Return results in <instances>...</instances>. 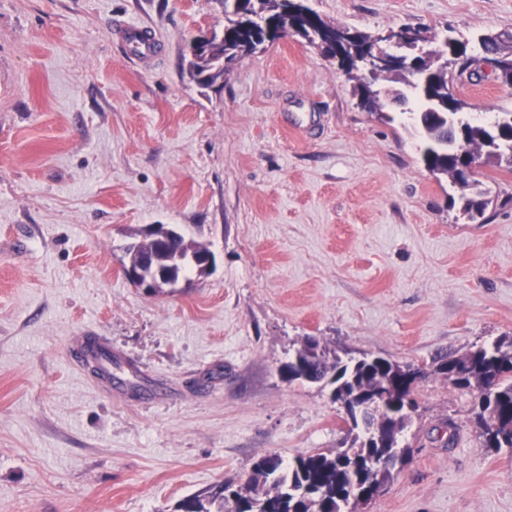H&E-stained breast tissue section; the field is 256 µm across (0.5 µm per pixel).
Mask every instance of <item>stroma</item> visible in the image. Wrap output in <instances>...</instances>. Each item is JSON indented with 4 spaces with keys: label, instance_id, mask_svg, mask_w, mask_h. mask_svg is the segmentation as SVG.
Returning a JSON list of instances; mask_svg holds the SVG:
<instances>
[{
    "label": "stroma",
    "instance_id": "obj_1",
    "mask_svg": "<svg viewBox=\"0 0 512 512\" xmlns=\"http://www.w3.org/2000/svg\"><path fill=\"white\" fill-rule=\"evenodd\" d=\"M307 4L372 36L512 40V0ZM223 30L224 0H0V512H178L263 454L349 447L329 389L280 374L305 337L429 366L512 336V167L478 160L493 201L468 221L402 105L362 108L298 35L192 81L191 40ZM469 80L470 115L512 111L489 65ZM151 224L211 272L134 288L124 251ZM89 337L111 381L70 359ZM414 397L413 452L361 512H512L474 392L432 375ZM123 35L132 44L135 53L140 57H146L152 52L153 43L151 34L146 27L126 25Z\"/></svg>",
    "mask_w": 512,
    "mask_h": 512
}]
</instances>
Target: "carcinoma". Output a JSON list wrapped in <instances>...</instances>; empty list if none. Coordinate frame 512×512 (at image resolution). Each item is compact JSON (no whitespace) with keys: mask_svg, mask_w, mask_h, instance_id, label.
Instances as JSON below:
<instances>
[{"mask_svg":"<svg viewBox=\"0 0 512 512\" xmlns=\"http://www.w3.org/2000/svg\"><path fill=\"white\" fill-rule=\"evenodd\" d=\"M291 0H235L232 16L224 22L223 36L215 37L209 53L188 61L191 78L205 85L224 75V62L254 54V48L272 42L292 29L288 8ZM307 17L299 18L300 37L321 52L338 60L344 73L358 81L360 103L370 112L382 111L383 91L377 81L392 75L408 87L403 99H417L418 122L426 139L422 159L429 171L449 176L461 189V211L470 220L484 217L490 203L487 190L469 192L472 182L462 175V155L485 156L512 166V112H501L491 126L471 121L466 103L453 92L450 72L438 67L432 58L401 51L393 54L400 65L355 77L358 60L382 43L348 27L325 22L309 6ZM481 55L463 54L455 61L458 74L479 62L494 67L503 84L512 87V51L506 52L498 37L485 35L478 41ZM185 235L181 234L154 253L155 265L184 272L176 254ZM403 365L387 359L364 356L343 359L314 338H306L295 361L285 363L281 376L288 382L321 383L330 389L333 400L352 401L402 386L399 371ZM433 372L448 378L459 388L478 392L472 412L481 446L498 451L512 448V340L499 341L491 348L480 346L461 357H443ZM417 405L405 406L391 400L379 412L361 410L341 420L350 431L358 430L350 447L343 450L315 451L284 462L277 453H267L253 463L243 483L225 481L208 495L193 496L179 504V512H357L359 501L351 492L371 481L385 486L393 471L411 452L400 437L412 422Z\"/></svg>","mask_w":512,"mask_h":512,"instance_id":"carcinoma-1","label":"carcinoma"}]
</instances>
